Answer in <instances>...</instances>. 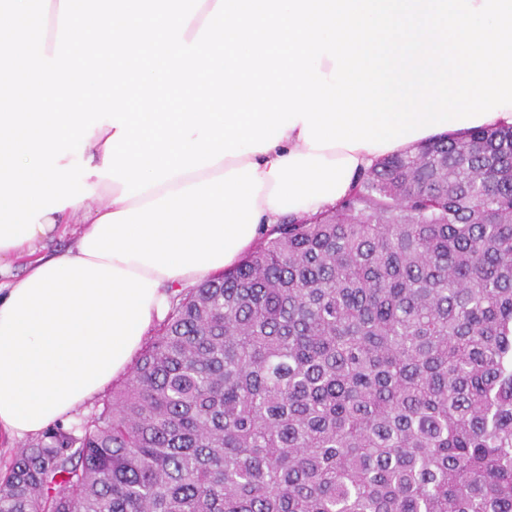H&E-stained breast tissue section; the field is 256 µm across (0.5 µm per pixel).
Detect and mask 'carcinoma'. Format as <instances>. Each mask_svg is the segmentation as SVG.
I'll list each match as a JSON object with an SVG mask.
<instances>
[{
	"mask_svg": "<svg viewBox=\"0 0 512 512\" xmlns=\"http://www.w3.org/2000/svg\"><path fill=\"white\" fill-rule=\"evenodd\" d=\"M0 512H512V126L385 157L180 289Z\"/></svg>",
	"mask_w": 512,
	"mask_h": 512,
	"instance_id": "obj_1",
	"label": "carcinoma"
}]
</instances>
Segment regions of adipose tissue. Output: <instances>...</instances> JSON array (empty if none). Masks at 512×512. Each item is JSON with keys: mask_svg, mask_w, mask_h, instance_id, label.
I'll list each match as a JSON object with an SVG mask.
<instances>
[{"mask_svg": "<svg viewBox=\"0 0 512 512\" xmlns=\"http://www.w3.org/2000/svg\"><path fill=\"white\" fill-rule=\"evenodd\" d=\"M384 156L310 149L298 124L266 151L126 200L122 183L88 177L99 205L45 214L32 238L0 247V432L23 438L62 421L127 371L171 293L233 266L282 217L335 206ZM65 224L82 230L61 252Z\"/></svg>", "mask_w": 512, "mask_h": 512, "instance_id": "ef3b65f1", "label": "adipose tissue"}]
</instances>
